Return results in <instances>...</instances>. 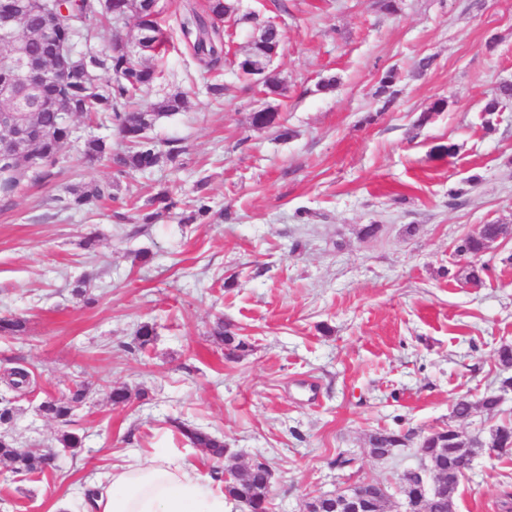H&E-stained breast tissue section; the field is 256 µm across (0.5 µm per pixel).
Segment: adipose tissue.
I'll return each instance as SVG.
<instances>
[{
  "mask_svg": "<svg viewBox=\"0 0 512 512\" xmlns=\"http://www.w3.org/2000/svg\"><path fill=\"white\" fill-rule=\"evenodd\" d=\"M89 512H226L227 498L196 467L132 459L96 483Z\"/></svg>",
  "mask_w": 512,
  "mask_h": 512,
  "instance_id": "ef3b65f1",
  "label": "adipose tissue"
}]
</instances>
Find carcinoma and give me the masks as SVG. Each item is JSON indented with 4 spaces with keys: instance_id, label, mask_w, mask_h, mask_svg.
I'll return each instance as SVG.
<instances>
[{
    "instance_id": "cac0c4a2",
    "label": "carcinoma",
    "mask_w": 512,
    "mask_h": 512,
    "mask_svg": "<svg viewBox=\"0 0 512 512\" xmlns=\"http://www.w3.org/2000/svg\"><path fill=\"white\" fill-rule=\"evenodd\" d=\"M146 0H113V9L108 11L109 23L120 20L132 24L135 31L133 44L139 49V56H154L169 41L159 21L158 13L145 5ZM16 0H0V28L14 26L17 38L27 43L29 54L39 56L46 45L42 36L43 19L38 11H29L22 17L14 16ZM59 9L58 21L52 30L55 39L67 41L75 34L89 35L93 30L92 22L102 13L100 0H66L56 4ZM233 8L232 0H207L205 13L190 11L179 24L180 42L185 45L195 61L208 70H215L224 63V11ZM87 63L94 70H106L112 73L111 85L98 89L84 78L80 70L71 73L62 82H48L39 91L23 95L19 103L30 114V122L43 130V137L37 140L23 153L15 170L0 172V201L12 197L19 187L29 179H40L50 175L58 153L71 137V122H65L56 112L40 107L42 98L59 99L71 109V115L80 114L89 121L103 125L111 124L128 144V150L112 154V147L100 138H88L83 143V154L88 159L105 156L114 157L119 171L126 169L146 170L167 159L172 161L177 152L170 150L162 153L157 144L147 135L155 121L173 112L181 111L187 100L183 93H177L158 101L150 112H138L131 109V102L144 89L152 86L159 78L155 68L142 64L130 57L127 43H117L113 52L100 58L90 56ZM512 100V85H503L484 105L483 111H499ZM112 197L109 187L92 185L84 188H71L64 198L68 208H81L93 205L105 198ZM504 224H485L476 236L463 240L457 252L476 257L484 251L487 239L507 235ZM27 331V320L23 317L0 318V333L8 336H21ZM212 336L224 344L226 356L236 357L248 351V343L235 335L230 327L219 321ZM32 382V373L25 367L13 366L3 369L5 390L0 394V426H9L15 419L10 393L27 389ZM87 387L81 386L68 396L60 399L50 398L44 401L40 410L47 417L62 420L84 403ZM500 396L489 394L474 404L468 400L457 403L451 411V418L467 419L478 410L485 414L498 411ZM173 427L194 447L204 448L214 458H224V440L194 426L184 420H174ZM408 437L399 432H375L370 436L371 448H401L406 446ZM426 448L437 460L452 466L459 459H472L480 450L502 455L500 449L512 448V425H500L490 433L489 438L462 434L458 427L450 424L428 433ZM0 461L10 464L12 472L19 475L43 473L52 467V456L23 450L15 439L7 433H0ZM268 465L256 462L238 469L236 476L225 482L224 494L235 501L245 500L251 512H268L269 477ZM460 481H448L447 499H439L430 505L429 512H450L455 506V495Z\"/></svg>"
}]
</instances>
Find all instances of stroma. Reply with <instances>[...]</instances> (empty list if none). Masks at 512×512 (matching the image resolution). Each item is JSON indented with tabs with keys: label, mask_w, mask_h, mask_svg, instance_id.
Returning <instances> with one entry per match:
<instances>
[{
	"label": "stroma",
	"mask_w": 512,
	"mask_h": 512,
	"mask_svg": "<svg viewBox=\"0 0 512 512\" xmlns=\"http://www.w3.org/2000/svg\"><path fill=\"white\" fill-rule=\"evenodd\" d=\"M384 2L239 0L241 13L281 28L266 72L279 94L242 83L229 63L206 70L173 42L152 58L163 77L138 105L186 93L185 108L150 130L175 161L122 173L86 162L85 138L118 137L77 117L52 177L0 202V316L27 320L25 335H0V361L35 377L13 401L11 433L57 451L42 474L0 463V512H85L88 480L131 457L211 473L174 419L223 439V467L267 461L271 512H305L309 497L373 479L390 512H405L397 482L421 467L415 437L447 426L456 398L498 391V351L512 346V235L475 258L457 246L485 224L512 228V104L483 110L512 84V0ZM391 69L400 80L388 96L378 88ZM266 105L291 138L252 125ZM448 143L454 154L437 155ZM91 183L110 185L111 202L62 206L68 186ZM163 191L178 209L144 223ZM199 196L209 214L182 223ZM369 224L376 235H364ZM472 263L479 279L465 275ZM220 319L248 342L241 357L212 337ZM146 322L156 336L141 349ZM79 380L88 399L69 423L39 413ZM123 385L130 404L112 405L110 388ZM65 430L82 437L78 453L57 450ZM378 431L412 441L377 458L368 438ZM341 455L352 465L337 467ZM509 492L512 456L480 452L456 512H507Z\"/></svg>",
	"instance_id": "35a3bbf8"
}]
</instances>
